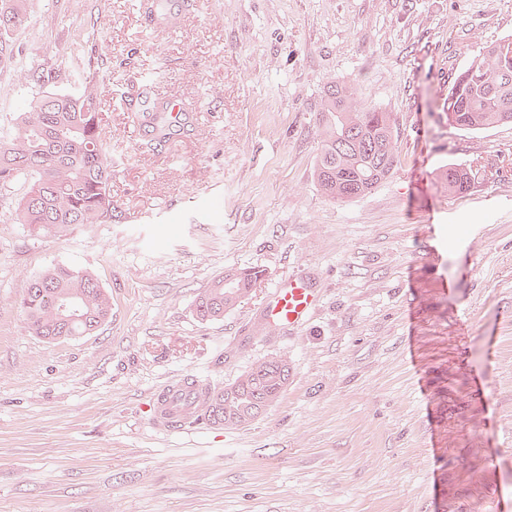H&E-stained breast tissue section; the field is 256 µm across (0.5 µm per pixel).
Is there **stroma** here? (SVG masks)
<instances>
[{
  "label": "stroma",
  "instance_id": "1",
  "mask_svg": "<svg viewBox=\"0 0 512 512\" xmlns=\"http://www.w3.org/2000/svg\"><path fill=\"white\" fill-rule=\"evenodd\" d=\"M14 34L73 91L103 60L111 223L35 238L0 193V512H512V124L465 131L437 108L456 75L512 36V0H197L157 36L141 0H44ZM90 33L86 42L77 32ZM208 109L161 146L126 100ZM393 113L401 163L328 201L313 170L330 81ZM41 91L0 71V132ZM478 170L464 196L434 171ZM57 263L96 274L112 318L89 336L30 334L17 301ZM264 270L224 318L197 294ZM312 275L307 326L267 333L271 279ZM286 356L279 401L236 428L162 432L147 404L183 372L218 388Z\"/></svg>",
  "mask_w": 512,
  "mask_h": 512
}]
</instances>
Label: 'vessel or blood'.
Returning a JSON list of instances; mask_svg holds the SVG:
<instances>
[{
    "label": "vessel or blood",
    "mask_w": 512,
    "mask_h": 512,
    "mask_svg": "<svg viewBox=\"0 0 512 512\" xmlns=\"http://www.w3.org/2000/svg\"><path fill=\"white\" fill-rule=\"evenodd\" d=\"M320 291L305 277L282 274L272 282L263 307V319L272 329L304 325L317 309ZM213 386L192 375L177 376L160 386L151 399V418L161 430L190 424L197 416V402L213 393Z\"/></svg>",
    "instance_id": "1"
}]
</instances>
